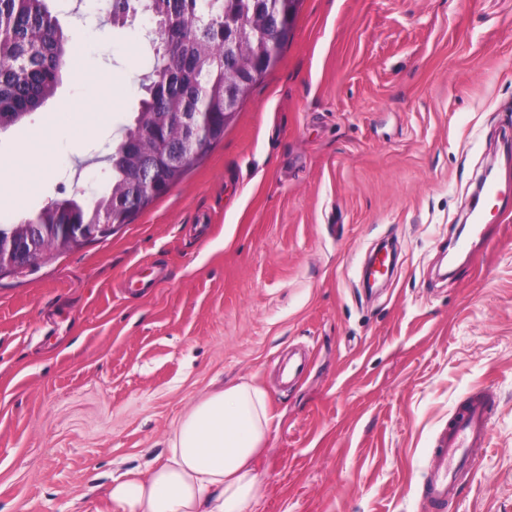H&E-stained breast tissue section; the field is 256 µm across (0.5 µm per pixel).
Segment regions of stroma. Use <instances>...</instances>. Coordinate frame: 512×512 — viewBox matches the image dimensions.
Listing matches in <instances>:
<instances>
[{"mask_svg": "<svg viewBox=\"0 0 512 512\" xmlns=\"http://www.w3.org/2000/svg\"><path fill=\"white\" fill-rule=\"evenodd\" d=\"M55 94L0 132V224L106 183L148 25L50 0ZM512 0H303L217 144L108 237L0 272V512H102L206 392L273 424L259 512H512V202L449 265L485 172H512ZM489 402L476 468L427 496L439 435Z\"/></svg>", "mask_w": 512, "mask_h": 512, "instance_id": "35a3bbf8", "label": "stroma"}]
</instances>
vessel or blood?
<instances>
[{
	"label": "vessel or blood",
	"instance_id": "b4317fda",
	"mask_svg": "<svg viewBox=\"0 0 512 512\" xmlns=\"http://www.w3.org/2000/svg\"><path fill=\"white\" fill-rule=\"evenodd\" d=\"M489 432L486 405L472 401L469 407L442 431L439 446L435 448V461L428 483L432 502L447 500L457 473L465 467H475L479 460L478 450L485 447Z\"/></svg>",
	"mask_w": 512,
	"mask_h": 512
}]
</instances>
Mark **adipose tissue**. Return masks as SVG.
Returning a JSON list of instances; mask_svg holds the SVG:
<instances>
[{
  "label": "adipose tissue",
  "instance_id": "1",
  "mask_svg": "<svg viewBox=\"0 0 512 512\" xmlns=\"http://www.w3.org/2000/svg\"><path fill=\"white\" fill-rule=\"evenodd\" d=\"M271 425L267 395L251 383L202 395L177 419L162 461L113 480L108 512H255L253 461Z\"/></svg>",
  "mask_w": 512,
  "mask_h": 512
}]
</instances>
